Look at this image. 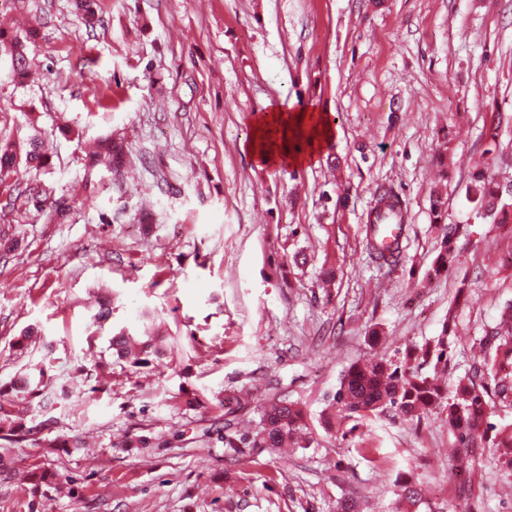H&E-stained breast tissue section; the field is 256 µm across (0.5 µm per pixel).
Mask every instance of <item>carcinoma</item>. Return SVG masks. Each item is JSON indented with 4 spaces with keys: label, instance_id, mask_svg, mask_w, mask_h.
Listing matches in <instances>:
<instances>
[{
    "label": "carcinoma",
    "instance_id": "carcinoma-1",
    "mask_svg": "<svg viewBox=\"0 0 512 512\" xmlns=\"http://www.w3.org/2000/svg\"><path fill=\"white\" fill-rule=\"evenodd\" d=\"M73 7L81 16L85 26L93 28L102 24L94 0H73ZM36 30L31 29L22 36L10 38L0 33V46L7 51L18 70H26V49ZM94 164L104 163L112 180L123 182L127 164V152L123 141L110 137L98 142L92 153ZM32 170L47 166L48 153L39 138L31 139L25 153L18 152L11 141L0 140V182H5L16 173L20 162ZM468 193L479 203L481 217L495 224L512 223V184L503 186L490 166L477 168L473 172ZM374 206L366 214L365 237L369 259L379 267L392 271L401 264L402 238L390 244L378 239L381 224H406L407 210L402 200L391 187H379L374 192ZM460 226L443 225V233L435 259L437 274L448 272L460 256L457 245ZM450 325L443 326L441 336L433 344L412 346L404 357L376 354L370 359L353 363L343 374L336 392L328 397V407L336 421L337 432L346 437L368 426L375 418L391 413L405 421L434 415L448 422V430L454 436L451 469L469 472L480 463L479 448H498L496 464L500 470L512 474V424L498 427L486 421L487 408L495 399L507 400L512 394V303L505 305L499 320L485 330L478 339L481 358L470 375L458 381L456 389L449 391L439 382L440 374L448 370V335ZM146 339L132 343L131 337L121 331L112 336L111 346L119 357L135 368L151 364L149 356L159 352L155 334L144 332ZM41 396L40 389L29 391L15 385L0 386V432L3 439L14 441L24 435L49 425V420L37 426H27L26 415L18 409L21 395ZM178 404L185 406L207 405L221 413L227 400L220 393L212 399L197 394L180 393ZM255 418L247 427L240 426L238 419H224V427L207 429L203 436L217 434L224 443V456L235 462L240 469L247 470L257 460L246 453L248 448H309L315 442L313 432L306 422L304 407L282 397H272L254 407ZM171 441H160L155 437L139 435L125 440L127 448H160ZM399 489L396 512H419L424 504L421 489L407 478L396 479Z\"/></svg>",
    "mask_w": 512,
    "mask_h": 512
}]
</instances>
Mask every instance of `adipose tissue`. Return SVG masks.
I'll return each instance as SVG.
<instances>
[{
	"label": "adipose tissue",
	"mask_w": 512,
	"mask_h": 512,
	"mask_svg": "<svg viewBox=\"0 0 512 512\" xmlns=\"http://www.w3.org/2000/svg\"><path fill=\"white\" fill-rule=\"evenodd\" d=\"M314 127L315 135L305 150H297L291 146L277 145L276 140L290 130L292 124ZM256 138L250 139L246 151L256 159L260 166L274 169L282 163L294 166L307 165L315 162L322 145L332 136L330 126L313 110L304 108L291 110L270 103L264 104L258 113Z\"/></svg>",
	"instance_id": "1"
}]
</instances>
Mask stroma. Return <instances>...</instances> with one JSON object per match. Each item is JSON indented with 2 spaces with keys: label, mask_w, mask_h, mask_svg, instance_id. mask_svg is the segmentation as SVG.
I'll use <instances>...</instances> for the list:
<instances>
[{
  "label": "stroma",
  "mask_w": 512,
  "mask_h": 512,
  "mask_svg": "<svg viewBox=\"0 0 512 512\" xmlns=\"http://www.w3.org/2000/svg\"><path fill=\"white\" fill-rule=\"evenodd\" d=\"M97 12L90 29L72 0H0L6 34L39 19L25 75L0 52V137L37 135L49 152L46 172L16 173L48 205L8 216L19 247L0 261V384L42 362L54 385H73L39 412L51 430L0 440L11 460L0 512H32L36 467L61 477L42 512H336L348 495L362 512H390L400 473L422 487L420 512H448L459 489L446 422L383 416L363 436H335L325 397L369 354L372 329L393 350L450 324L456 384L512 300V226L480 219L466 194L481 159L512 179V123L497 141L484 134L495 113L512 114V0H97ZM269 100L330 121L338 171L320 159L294 182L257 167L249 119ZM107 136L130 153L119 185L85 167ZM338 185L346 205L324 211L322 192ZM380 185L408 210L391 272L364 253ZM438 186L461 227L445 274L434 271ZM58 200L75 203L62 224ZM154 324L168 357L135 369L113 356V335ZM30 326L38 336L17 346ZM83 365L100 366V391L75 383ZM183 387L300 402L316 441L254 449L257 466L240 471L200 440L212 411L177 409ZM133 434L167 445L124 447ZM57 438L73 449L51 447ZM471 487L474 512H512V478L493 453Z\"/></svg>",
  "instance_id": "35a3bbf8"
}]
</instances>
